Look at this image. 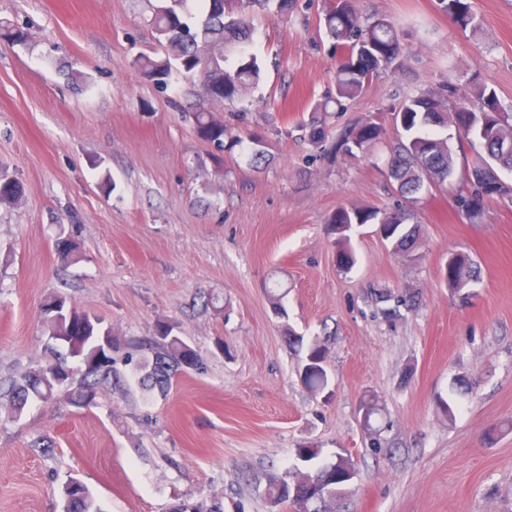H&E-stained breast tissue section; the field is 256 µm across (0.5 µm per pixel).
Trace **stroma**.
I'll use <instances>...</instances> for the list:
<instances>
[{"label":"stroma","mask_w":512,"mask_h":512,"mask_svg":"<svg viewBox=\"0 0 512 512\" xmlns=\"http://www.w3.org/2000/svg\"><path fill=\"white\" fill-rule=\"evenodd\" d=\"M328 2L254 19L263 79L233 127L262 134L257 170L247 152L217 162L196 135L181 112L200 103L196 85L139 78L134 58L157 47L146 0H0V22L31 34L29 47L0 46V170L23 186L0 205V380L43 358L40 308L53 295L131 345L172 323L206 366L149 404L124 366L93 407L0 419V512H60L70 476L109 512H268L256 478L310 444L355 466L335 512H512V430H498L512 422V206L472 223L448 193H422L414 258L366 224L350 232L357 265L338 268L330 214L397 196L386 145L324 159L295 128L333 87L318 29ZM353 2L395 22L402 65L330 114L332 135L367 114L390 125L407 96L474 74L512 104V0H473L477 36L437 0ZM63 229L85 252L68 268L54 249ZM454 251L481 267L464 302L439 278ZM381 292L418 304L386 316ZM292 331L323 343L332 395L301 385ZM455 377L470 388L450 421L440 400ZM365 399L379 408V448L361 426ZM41 436L52 451L34 447Z\"/></svg>","instance_id":"stroma-1"}]
</instances>
